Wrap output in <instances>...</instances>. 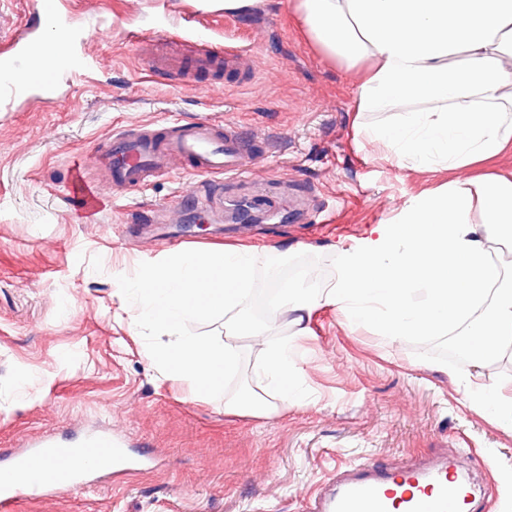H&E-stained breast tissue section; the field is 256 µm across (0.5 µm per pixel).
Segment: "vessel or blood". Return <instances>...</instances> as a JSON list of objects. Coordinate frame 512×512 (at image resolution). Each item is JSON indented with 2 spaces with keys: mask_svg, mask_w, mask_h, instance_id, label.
I'll use <instances>...</instances> for the list:
<instances>
[{
  "mask_svg": "<svg viewBox=\"0 0 512 512\" xmlns=\"http://www.w3.org/2000/svg\"><path fill=\"white\" fill-rule=\"evenodd\" d=\"M35 14L38 31L15 38L0 50V107L31 99L59 101L63 82L93 74L94 63L73 10L62 0H36ZM187 19L192 38L181 41L178 32L161 27L156 36L134 41L138 57L154 74L181 81L187 78L188 65L198 71L232 68L239 48L215 42L203 14L192 12ZM251 150V142L236 125L204 117L124 128L113 134L100 160L112 191L125 192L147 184L175 161L213 178L238 174ZM69 193L84 212H96L101 206L99 190L89 186L82 170L73 171ZM101 455L111 458L115 473L134 471L139 464L105 430L87 432L72 444L50 437L36 439L28 450L0 466V512H15L20 503L49 491L75 489L84 477L96 473ZM457 475V469L444 460L401 470L361 463L338 473L335 484L302 504L301 512H471V493Z\"/></svg>",
  "mask_w": 512,
  "mask_h": 512,
  "instance_id": "b4317fda",
  "label": "vessel or blood"
}]
</instances>
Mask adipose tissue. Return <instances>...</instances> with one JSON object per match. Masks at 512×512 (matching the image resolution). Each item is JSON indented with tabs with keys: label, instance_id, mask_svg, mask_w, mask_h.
Here are the masks:
<instances>
[{
	"label": "adipose tissue",
	"instance_id": "ef3b65f1",
	"mask_svg": "<svg viewBox=\"0 0 512 512\" xmlns=\"http://www.w3.org/2000/svg\"><path fill=\"white\" fill-rule=\"evenodd\" d=\"M296 24L324 58L363 70L354 126L398 164L456 172L409 200L392 222L336 251L329 282L311 275L280 288L294 335L333 306L352 326L393 342L458 332L476 372L472 403L512 427V400L484 365L512 346V178H461L512 148V0H293ZM386 113L367 124L361 114Z\"/></svg>",
	"mask_w": 512,
	"mask_h": 512
}]
</instances>
